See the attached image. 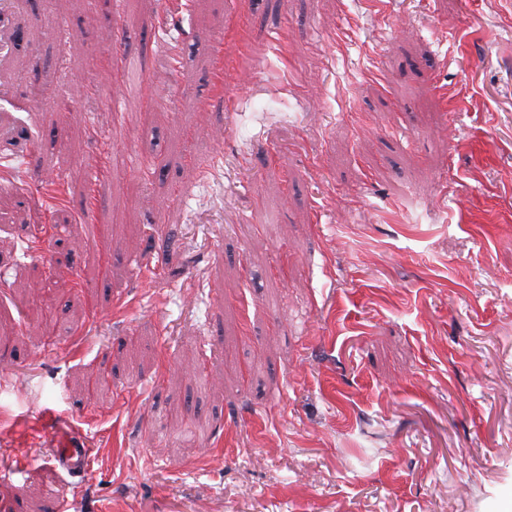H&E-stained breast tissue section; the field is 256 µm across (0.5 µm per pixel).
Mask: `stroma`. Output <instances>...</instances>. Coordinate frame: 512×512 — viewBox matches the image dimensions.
Listing matches in <instances>:
<instances>
[{
  "label": "stroma",
  "instance_id": "obj_1",
  "mask_svg": "<svg viewBox=\"0 0 512 512\" xmlns=\"http://www.w3.org/2000/svg\"><path fill=\"white\" fill-rule=\"evenodd\" d=\"M113 8L0 0V512H507L512 0ZM125 38L153 108L57 112ZM112 183L111 152L106 148L98 157L89 193L85 201V212L94 213L99 207L102 191ZM57 457L67 470L79 472L85 466L87 448H74L65 444L64 448H57Z\"/></svg>",
  "mask_w": 512,
  "mask_h": 512
}]
</instances>
